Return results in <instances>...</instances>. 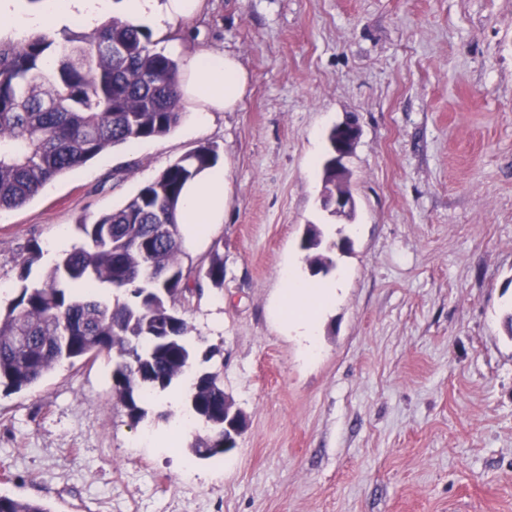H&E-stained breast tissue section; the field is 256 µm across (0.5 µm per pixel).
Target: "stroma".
Listing matches in <instances>:
<instances>
[{"label": "stroma", "instance_id": "stroma-1", "mask_svg": "<svg viewBox=\"0 0 512 512\" xmlns=\"http://www.w3.org/2000/svg\"><path fill=\"white\" fill-rule=\"evenodd\" d=\"M159 46L236 55V111L99 155L0 211V305L29 243L78 246L182 155L217 148L224 222L196 246L224 286L193 298L247 419L221 460L179 444L161 398L132 424L112 362L63 364L0 391V493L51 512H512V0H204ZM356 119L352 221L322 210L332 127ZM346 277L304 358L283 329L282 270L306 225Z\"/></svg>", "mask_w": 512, "mask_h": 512}]
</instances>
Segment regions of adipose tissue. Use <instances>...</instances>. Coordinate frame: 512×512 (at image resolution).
Returning a JSON list of instances; mask_svg holds the SVG:
<instances>
[{
    "label": "adipose tissue",
    "instance_id": "obj_1",
    "mask_svg": "<svg viewBox=\"0 0 512 512\" xmlns=\"http://www.w3.org/2000/svg\"><path fill=\"white\" fill-rule=\"evenodd\" d=\"M112 0H42L37 11L24 0H0V21L16 34L52 32L64 23L95 26L110 10ZM202 0H121L119 8L131 23L145 28L165 27L172 19L197 13ZM179 92L190 105V125L208 124L211 113L235 111L244 99L249 75L232 54L198 51L180 59ZM227 173L224 166L204 169L181 196L178 220L185 243L201 240L224 221L227 203ZM288 305L295 310L293 322L306 340H313L316 319L322 307L336 295L335 285L313 286L291 268L284 269Z\"/></svg>",
    "mask_w": 512,
    "mask_h": 512
}]
</instances>
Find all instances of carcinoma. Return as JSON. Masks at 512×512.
<instances>
[{"instance_id":"1","label":"carcinoma","mask_w":512,"mask_h":512,"mask_svg":"<svg viewBox=\"0 0 512 512\" xmlns=\"http://www.w3.org/2000/svg\"><path fill=\"white\" fill-rule=\"evenodd\" d=\"M179 63L155 49L150 33L112 17L93 33L63 29L0 39V210L17 209L49 183L100 154L163 137L180 124ZM200 146L163 169L122 207L78 229L84 243L62 253L40 283L27 284L42 248L20 267L19 292L0 310V389L20 393L65 361L117 353L112 395L132 424L143 403L192 373L186 408L209 435L191 445L200 459L224 455L220 350L190 342L186 304L224 286V257L213 249L197 271L184 269L175 213L184 186L218 163ZM305 260L315 275L334 268L332 245L307 229ZM103 288L115 291L109 304ZM0 512H51L39 500L0 494Z\"/></svg>"}]
</instances>
